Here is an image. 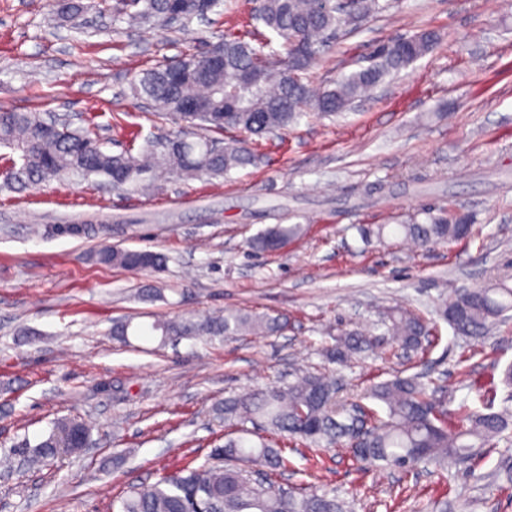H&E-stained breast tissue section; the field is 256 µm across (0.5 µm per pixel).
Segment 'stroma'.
I'll return each mask as SVG.
<instances>
[{
	"label": "stroma",
	"mask_w": 512,
	"mask_h": 512,
	"mask_svg": "<svg viewBox=\"0 0 512 512\" xmlns=\"http://www.w3.org/2000/svg\"><path fill=\"white\" fill-rule=\"evenodd\" d=\"M77 24L47 0H0V109L97 124L105 150L139 149L176 132L132 87L143 70L199 54L225 30L249 34L270 58L280 41L251 18L249 0H224L206 19L129 25L105 0H83ZM422 29L439 44L338 117L306 111L261 140L258 166L229 176L168 175L151 191L104 177L0 186V512H112L133 484L184 459L204 462L224 442L214 413L225 396L287 380L294 367L344 379L340 397L406 368L460 405L512 407V319L483 339L438 322L423 357L374 352L328 363L342 331L368 328L380 309L433 313L461 288L512 275V0H391L340 37L309 72L313 91L367 66L374 47ZM469 215L473 237L431 251L402 238H361V225L408 224L422 207ZM275 224L307 233L276 253L248 241ZM150 250L163 272L128 271L92 257L101 245ZM160 289L146 300L144 286ZM246 309L287 314L273 336L161 342L156 319ZM142 335L120 342L113 321ZM77 417L87 448L28 467L23 452L53 423ZM276 480L336 492L352 512H512L498 477L512 439L465 464L361 471L340 448L287 449Z\"/></svg>",
	"instance_id": "stroma-1"
}]
</instances>
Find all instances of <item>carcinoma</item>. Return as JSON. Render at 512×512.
Returning a JSON list of instances; mask_svg holds the SVG:
<instances>
[{
  "instance_id": "cac0c4a2",
  "label": "carcinoma",
  "mask_w": 512,
  "mask_h": 512,
  "mask_svg": "<svg viewBox=\"0 0 512 512\" xmlns=\"http://www.w3.org/2000/svg\"><path fill=\"white\" fill-rule=\"evenodd\" d=\"M141 9L131 17L137 23L166 22L176 12L188 21L201 14L199 0H136ZM63 21H73L85 10L83 0L51 3ZM388 0H256L255 19L283 41L281 61L262 56L250 42L227 34L201 54H187L177 66L165 63L143 72L134 95L153 102L159 113L189 128L178 131L134 154H112L102 148L95 127L71 128L51 123L37 112L0 109V145L21 153L29 182L69 174L99 175L114 186L153 180L163 174L185 178L220 177L237 168L254 166L258 155L248 140L232 139L219 146L206 131L239 130L264 137L296 122L312 107L325 114L346 111L368 95L386 77L426 55L436 34L423 30L402 41L378 45L370 64L312 93L303 75L325 48L331 36L351 33L386 10ZM222 51L221 64L211 62L212 51ZM202 111L193 116L187 105ZM425 219L401 224L396 232L406 241L430 251L449 241L467 238L473 225L467 215L428 208ZM302 224H276L249 241L259 253H274L305 234ZM97 263L129 271L161 270L165 255L105 245L94 253ZM509 276L480 288L462 289L439 304L437 315L455 334L471 339L485 337L512 311ZM286 321L279 316L246 311L181 317L152 323L161 342L199 337L274 335ZM377 336L354 329L340 334L327 357L346 363L355 354L373 351L387 338L391 351L422 353L431 342L435 324L400 306L381 313ZM144 329L132 320L112 324V335L125 341ZM419 375L402 376L372 385L362 398L372 402L347 403L339 399L336 378L300 370L288 383L232 394L215 408L224 426L239 436L229 437L211 451L202 464L190 459L175 471L147 485H133L119 500L115 512H347L344 500L333 491L313 490L297 496L276 484L272 476L286 469V449L267 439L247 438V423L261 422L271 434L311 447L343 446L365 469L380 467L406 471L419 464L445 466L448 461L473 459L480 449L493 445L512 429V412H470L460 406L450 416ZM89 435L84 422L61 419L34 449L33 461L73 454Z\"/></svg>"
}]
</instances>
